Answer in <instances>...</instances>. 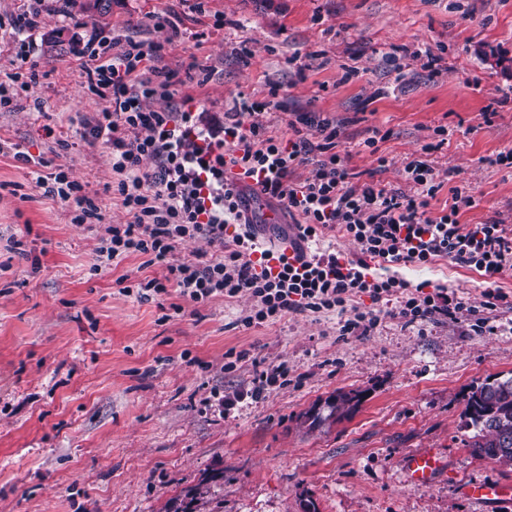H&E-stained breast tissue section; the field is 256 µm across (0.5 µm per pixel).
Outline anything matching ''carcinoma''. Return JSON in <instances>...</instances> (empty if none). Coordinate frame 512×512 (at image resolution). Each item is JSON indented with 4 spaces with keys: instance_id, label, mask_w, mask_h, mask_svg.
<instances>
[{
    "instance_id": "obj_1",
    "label": "carcinoma",
    "mask_w": 512,
    "mask_h": 512,
    "mask_svg": "<svg viewBox=\"0 0 512 512\" xmlns=\"http://www.w3.org/2000/svg\"><path fill=\"white\" fill-rule=\"evenodd\" d=\"M359 395L338 393L329 402V416L347 415ZM466 446L481 457L512 465V376L472 388L464 403Z\"/></svg>"
}]
</instances>
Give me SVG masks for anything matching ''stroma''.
<instances>
[{"instance_id": "obj_1", "label": "stroma", "mask_w": 512, "mask_h": 512, "mask_svg": "<svg viewBox=\"0 0 512 512\" xmlns=\"http://www.w3.org/2000/svg\"><path fill=\"white\" fill-rule=\"evenodd\" d=\"M151 12L183 39L168 42ZM57 31L74 47L52 49ZM118 35L166 43V68L196 63V82L177 89L195 111L219 116L237 93L261 102L276 85L269 135L291 137L289 120L306 110L334 119L357 182L410 191L404 165L426 153L442 184L432 211L460 187L477 201L461 223L493 218L512 234V167L497 162L512 149V0H112L104 25L42 9L31 32L42 77L12 85L0 108V512H166L201 484L198 512H512V498L471 496L479 482L512 491V467L466 447L462 415L473 386L512 376V272L490 284L449 258L372 267L451 303L504 299L480 328L466 311L409 323L394 314L400 295L364 294L354 305L378 320L342 338L333 312L246 325V296L142 294L164 275L143 254L98 267L106 225L129 216L112 195L110 146L75 133L102 104L74 54ZM18 150L41 174L64 167L104 223H72ZM283 362L287 383L221 404ZM349 391L359 395L349 415L309 428L307 411ZM430 449L443 462L436 481L406 483V458Z\"/></svg>"}]
</instances>
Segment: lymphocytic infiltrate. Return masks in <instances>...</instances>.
Masks as SVG:
<instances>
[{
    "label": "lymphocytic infiltrate",
    "instance_id": "lymphocytic-infiltrate-1",
    "mask_svg": "<svg viewBox=\"0 0 512 512\" xmlns=\"http://www.w3.org/2000/svg\"><path fill=\"white\" fill-rule=\"evenodd\" d=\"M164 49L115 37L98 41L80 64L103 107L81 120L79 135L111 146L112 192L129 216L127 223L106 227L97 248L100 264L146 254L166 276L148 280L144 290L162 293L171 284L196 303L244 293L254 301L249 324L334 311L343 336L369 332L377 321L372 312L347 311L351 297L360 294L377 303L403 293L398 314L410 322L467 307L462 300L438 304L433 295L409 291L403 280L372 277V266H422L446 257L489 280L512 270V237L498 220L460 223V210L476 204L472 195L456 192L449 209L431 212L438 185L428 161L406 162L411 195L373 182L354 184L335 151L334 120L299 113L294 138L286 142L268 135L260 118L265 103L242 93L223 118L204 120L193 111L191 96L175 98L172 88L180 78L160 67ZM157 98L166 99V107L154 108ZM307 163L311 176L297 179L296 169ZM32 182L71 206L73 223L103 221L100 205L64 169L47 177L33 173ZM253 196L283 206L293 221L295 255H280L275 274L256 271L251 259L262 248L249 204ZM335 229L359 245L360 258L312 251L313 242ZM192 240L204 241L205 249L177 260L178 246Z\"/></svg>",
    "mask_w": 512,
    "mask_h": 512
}]
</instances>
